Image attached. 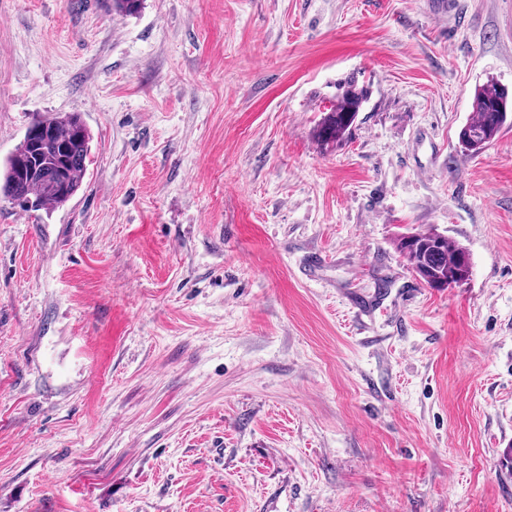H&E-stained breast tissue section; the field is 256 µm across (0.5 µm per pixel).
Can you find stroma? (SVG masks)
<instances>
[{
	"label": "stroma",
	"instance_id": "35a3bbf8",
	"mask_svg": "<svg viewBox=\"0 0 512 512\" xmlns=\"http://www.w3.org/2000/svg\"><path fill=\"white\" fill-rule=\"evenodd\" d=\"M426 2L0 0V161L92 135L66 205L0 200V512H512V125L458 142L512 0ZM365 99L366 91L348 86L323 119L318 130L319 137L325 142L338 143L354 123ZM396 248L415 275L432 288H448L469 278L468 250L437 230L403 234L396 239Z\"/></svg>",
	"mask_w": 512,
	"mask_h": 512
}]
</instances>
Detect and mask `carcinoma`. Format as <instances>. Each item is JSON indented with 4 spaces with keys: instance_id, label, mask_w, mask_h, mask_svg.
Segmentation results:
<instances>
[{
    "instance_id": "cac0c4a2",
    "label": "carcinoma",
    "mask_w": 512,
    "mask_h": 512,
    "mask_svg": "<svg viewBox=\"0 0 512 512\" xmlns=\"http://www.w3.org/2000/svg\"><path fill=\"white\" fill-rule=\"evenodd\" d=\"M366 99V91L349 86L336 100L318 130L325 142L340 141ZM512 113L505 89L491 83L475 90L471 119L459 132L465 151L478 154L492 143ZM92 136L78 112L32 123L20 146L0 163V198L30 211L60 207L81 187ZM396 248L415 275L432 288L468 280V250L435 230L406 233Z\"/></svg>"
}]
</instances>
